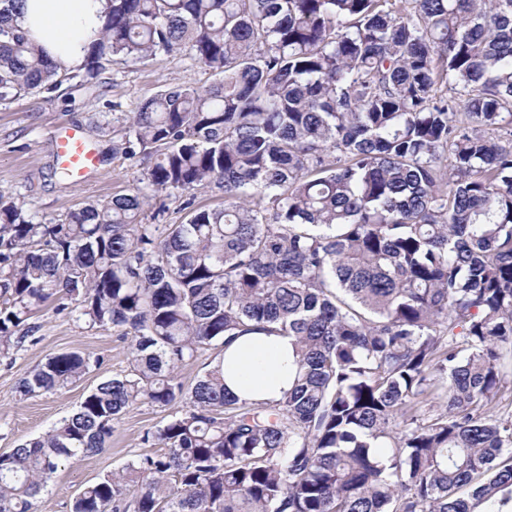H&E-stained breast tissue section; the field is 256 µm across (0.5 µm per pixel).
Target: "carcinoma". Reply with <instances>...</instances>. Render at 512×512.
I'll use <instances>...</instances> for the list:
<instances>
[{
	"mask_svg": "<svg viewBox=\"0 0 512 512\" xmlns=\"http://www.w3.org/2000/svg\"><path fill=\"white\" fill-rule=\"evenodd\" d=\"M0 0V102L63 71ZM184 52L125 117L138 185L49 224L0 199V357L58 311L131 338L126 374L0 455V512H35L63 463L140 404L183 409L72 512H512V0H106L80 67ZM216 189L223 201L196 205ZM160 201L186 212L147 224ZM294 338L277 401L216 364L251 331ZM98 363L62 352L18 384L57 391Z\"/></svg>",
	"mask_w": 512,
	"mask_h": 512,
	"instance_id": "cac0c4a2",
	"label": "carcinoma"
}]
</instances>
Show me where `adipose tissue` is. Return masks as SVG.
<instances>
[{
  "label": "adipose tissue",
  "instance_id": "obj_1",
  "mask_svg": "<svg viewBox=\"0 0 512 512\" xmlns=\"http://www.w3.org/2000/svg\"><path fill=\"white\" fill-rule=\"evenodd\" d=\"M104 7L105 0H23L17 23L53 64L75 69L99 36ZM293 355L288 336L246 333L224 351V384L248 401L280 399L294 379Z\"/></svg>",
  "mask_w": 512,
  "mask_h": 512
}]
</instances>
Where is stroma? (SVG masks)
Returning <instances> with one entry per match:
<instances>
[{"mask_svg":"<svg viewBox=\"0 0 512 512\" xmlns=\"http://www.w3.org/2000/svg\"><path fill=\"white\" fill-rule=\"evenodd\" d=\"M210 76L188 56L160 54L144 64H112L95 85L82 77L64 80L56 91L40 92L0 105V198L23 203L33 221L49 223L69 210L132 189L143 164L113 152L120 127L113 114H127L171 82H209ZM80 127L101 163L80 185L61 180L54 156L58 127ZM36 341L0 361V454L36 438L75 412L99 383L125 373L129 339L112 330L88 327L57 312L48 302L31 319ZM64 351H80L98 358L79 381L52 393L20 396L17 386L37 364ZM170 408L137 405L113 424L106 448L59 467L41 494L40 512H70L75 498L88 485L119 470L135 455L150 452L147 430L168 419Z\"/></svg>","mask_w":512,"mask_h":512,"instance_id":"35a3bbf8","label":"stroma"}]
</instances>
